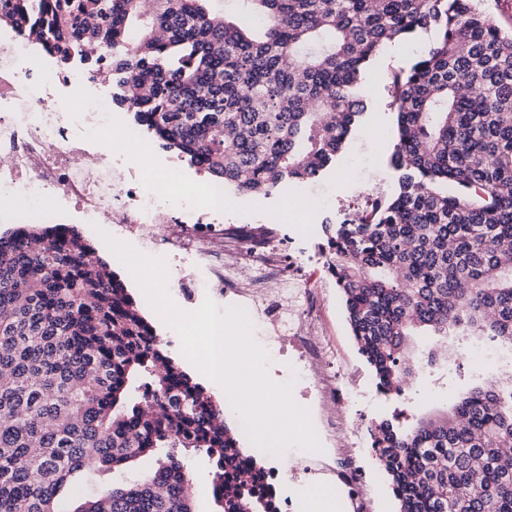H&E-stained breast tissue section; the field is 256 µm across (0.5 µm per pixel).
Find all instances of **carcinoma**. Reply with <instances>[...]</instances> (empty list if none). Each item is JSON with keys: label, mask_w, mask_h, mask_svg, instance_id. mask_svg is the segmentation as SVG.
Returning a JSON list of instances; mask_svg holds the SVG:
<instances>
[{"label": "carcinoma", "mask_w": 512, "mask_h": 512, "mask_svg": "<svg viewBox=\"0 0 512 512\" xmlns=\"http://www.w3.org/2000/svg\"><path fill=\"white\" fill-rule=\"evenodd\" d=\"M210 2L0 0V23L112 79L116 104L214 182L264 194L336 164L372 66L427 36L389 75L398 189L322 224L327 269L385 394L417 371V331L457 355L471 337L512 345V30L484 0H235L232 20ZM376 430L399 512H512V386ZM236 447L76 227L0 234V512H195L189 451L214 462L222 512H267L257 475L224 481Z\"/></svg>", "instance_id": "carcinoma-1"}]
</instances>
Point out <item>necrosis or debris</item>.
<instances>
[{
  "label": "necrosis or debris",
  "instance_id": "4bbe7bcc",
  "mask_svg": "<svg viewBox=\"0 0 512 512\" xmlns=\"http://www.w3.org/2000/svg\"><path fill=\"white\" fill-rule=\"evenodd\" d=\"M87 82L77 70L47 73L33 61L28 37H0V195L22 197L23 224L45 223L41 202L55 193L94 222L111 225L115 236L172 246L183 293L211 288L225 304L244 307L274 359L297 370L294 390L324 444L322 452L263 465L240 453L238 476L260 468L256 489L274 512H291L283 487L302 480L335 488L345 512H376V484L366 465L376 422L348 412L367 396L364 374L320 314L322 289L299 286L282 225L225 223L220 184H207L201 197L174 192L180 160L154 173L106 158L102 136L116 124L111 90L85 95L75 109L65 105L67 88ZM94 157L99 165L92 170Z\"/></svg>",
  "mask_w": 512,
  "mask_h": 512
}]
</instances>
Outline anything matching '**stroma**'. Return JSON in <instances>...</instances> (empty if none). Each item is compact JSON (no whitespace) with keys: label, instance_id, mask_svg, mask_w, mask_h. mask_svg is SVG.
Returning <instances> with one entry per match:
<instances>
[{"label":"stroma","instance_id":"obj_1","mask_svg":"<svg viewBox=\"0 0 512 512\" xmlns=\"http://www.w3.org/2000/svg\"><path fill=\"white\" fill-rule=\"evenodd\" d=\"M425 44L426 39L422 36L403 40L389 46L385 55L378 59L377 75L366 85L368 110L327 174L316 182L284 184L267 196L225 187V222L258 224L272 214H279L288 226L290 246L298 251L299 260L304 264V277L315 276V261L321 256L324 237L312 234L311 224L361 213L376 200L390 197L395 191L396 178L387 159L392 148L396 115L390 106L386 75L394 68L409 65ZM54 221L76 225L85 239L102 250L103 260L109 262L125 283L142 315L166 343L170 356L184 371L198 376V369L181 352L177 333L149 307L130 272L111 253L103 251L102 241L81 214L59 208L55 211ZM469 345L477 351L478 360H459L450 365L437 361L428 371L410 378L403 397L378 394L371 407L375 419L381 421L397 416L408 424L452 409L462 396L484 382L487 374L481 363L485 360L492 363L494 376L504 381L512 377V367L506 362L508 352L498 341L483 336L470 340ZM185 465L194 491L196 512H221L212 496V462L205 455L193 454L186 458Z\"/></svg>","mask_w":512,"mask_h":512}]
</instances>
